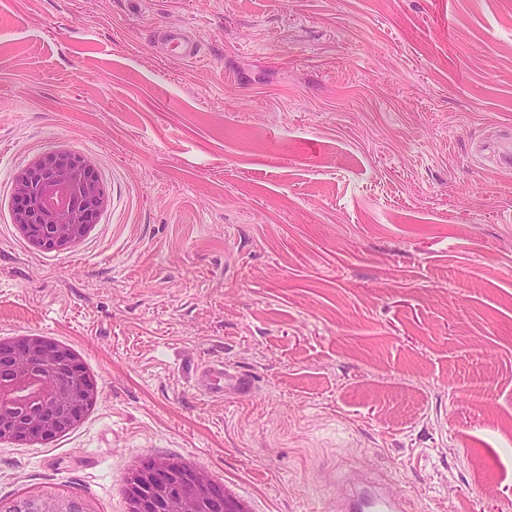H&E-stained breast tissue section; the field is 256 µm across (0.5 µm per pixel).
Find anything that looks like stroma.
<instances>
[{"mask_svg": "<svg viewBox=\"0 0 512 512\" xmlns=\"http://www.w3.org/2000/svg\"><path fill=\"white\" fill-rule=\"evenodd\" d=\"M57 149L108 205L43 250L13 177ZM26 335L98 398L0 440L2 500L129 512L172 456L251 512H327L352 470L409 512H512V0H0V337ZM215 360L250 393L199 392ZM157 47L166 59L188 62L200 57L202 44L197 36L192 37L182 30H164L159 34ZM3 512H93L89 504L75 497H62L52 491H41L17 501Z\"/></svg>", "mask_w": 512, "mask_h": 512, "instance_id": "obj_1", "label": "stroma"}]
</instances>
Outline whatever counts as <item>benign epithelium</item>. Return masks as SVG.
I'll return each instance as SVG.
<instances>
[{"instance_id":"7a95c632","label":"benign epithelium","mask_w":512,"mask_h":512,"mask_svg":"<svg viewBox=\"0 0 512 512\" xmlns=\"http://www.w3.org/2000/svg\"><path fill=\"white\" fill-rule=\"evenodd\" d=\"M12 223L34 247L80 242L107 206L87 158L67 150L36 156L14 175ZM97 400L76 354L44 336L0 338V437L38 443L78 425ZM131 512H249L224 485L168 456L146 459L127 480ZM6 512H93L75 497L41 491Z\"/></svg>"}]
</instances>
